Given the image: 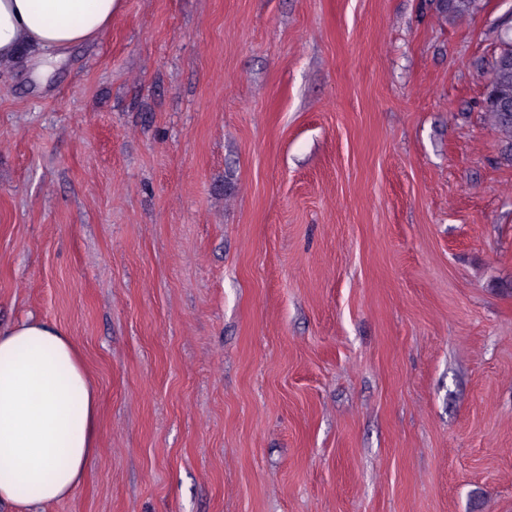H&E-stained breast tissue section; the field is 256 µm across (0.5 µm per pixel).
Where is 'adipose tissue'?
<instances>
[{
	"label": "adipose tissue",
	"instance_id": "ef3b65f1",
	"mask_svg": "<svg viewBox=\"0 0 512 512\" xmlns=\"http://www.w3.org/2000/svg\"><path fill=\"white\" fill-rule=\"evenodd\" d=\"M118 0H0V65L27 47L64 58L112 21ZM98 397L71 336L27 319L0 327V503L40 512L67 498L94 458Z\"/></svg>",
	"mask_w": 512,
	"mask_h": 512
}]
</instances>
